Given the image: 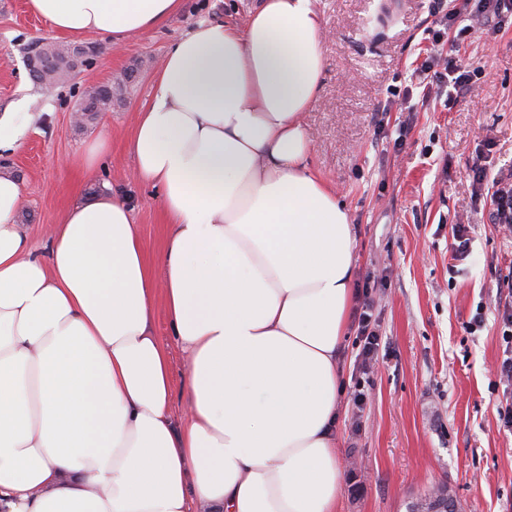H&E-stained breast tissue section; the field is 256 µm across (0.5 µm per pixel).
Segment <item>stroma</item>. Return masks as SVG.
Returning a JSON list of instances; mask_svg holds the SVG:
<instances>
[{
  "label": "stroma",
  "instance_id": "35a3bbf8",
  "mask_svg": "<svg viewBox=\"0 0 512 512\" xmlns=\"http://www.w3.org/2000/svg\"><path fill=\"white\" fill-rule=\"evenodd\" d=\"M256 0H184L166 26L116 45L81 37L97 55L67 84L34 83V43L70 42L26 8L0 0V113L17 101L40 121L13 155L1 157L21 181L36 253L46 232L73 204L111 191L134 210L153 272L166 241L156 191L132 179L129 150L134 112L153 93L171 45L201 19L244 26ZM429 0H316L324 36L323 88L304 117L313 146L310 165L348 211L354 229V282L380 274L376 314L379 368L361 416L349 400L359 347L341 344V415L336 436L345 472L336 512H407L436 484L447 485L459 512H512V432L500 426L504 384L495 366L505 348L498 308L512 301V236L499 232L473 180V165L512 181V19L495 39L474 33L454 57L462 70L481 67L453 108L419 87L414 70L433 47L424 38ZM132 72L111 111L86 127L71 120L87 88ZM389 102L383 122L373 113ZM410 132L401 150L400 125ZM111 151L94 172L83 158L99 136ZM470 227V253L453 260L452 225ZM483 310L484 325L469 322Z\"/></svg>",
  "mask_w": 512,
  "mask_h": 512
}]
</instances>
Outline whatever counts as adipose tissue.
I'll list each match as a JSON object with an SVG mask.
<instances>
[{
    "mask_svg": "<svg viewBox=\"0 0 512 512\" xmlns=\"http://www.w3.org/2000/svg\"><path fill=\"white\" fill-rule=\"evenodd\" d=\"M28 7L119 44L183 0ZM322 34L315 0H258L244 27L203 19L169 49L130 142L167 219L161 277L110 194L37 255L0 171V512H336L355 239L309 166ZM160 308L189 361L178 422Z\"/></svg>",
    "mask_w": 512,
    "mask_h": 512,
    "instance_id": "1",
    "label": "adipose tissue"
}]
</instances>
